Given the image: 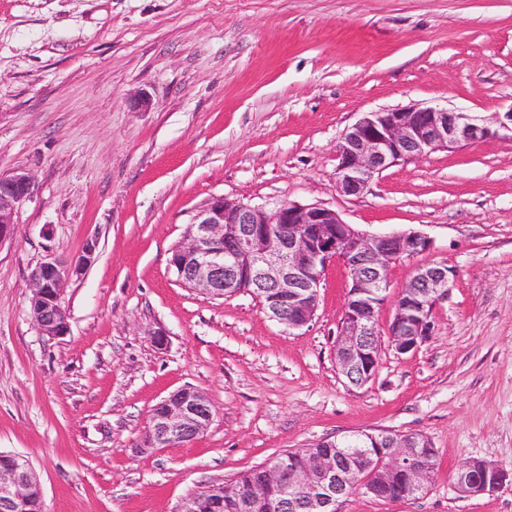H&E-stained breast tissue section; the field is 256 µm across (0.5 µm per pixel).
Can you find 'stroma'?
Returning a JSON list of instances; mask_svg holds the SVG:
<instances>
[{
	"label": "stroma",
	"instance_id": "stroma-1",
	"mask_svg": "<svg viewBox=\"0 0 512 512\" xmlns=\"http://www.w3.org/2000/svg\"><path fill=\"white\" fill-rule=\"evenodd\" d=\"M412 105L512 108V0H0V175L39 186L0 245V451L29 461L45 512H174L286 451L382 431L433 444L431 484L340 512H512L510 484L454 488L472 458L512 470V140L398 163L357 197L335 189L346 130ZM215 196L423 234L429 251L391 264L377 323L417 265L444 264L455 283L432 336L403 355L382 343L355 386L336 367L342 264L295 331L249 293L185 286L169 258ZM90 239L95 262L63 291L69 330L42 336L29 274ZM184 387L208 397V429L138 451ZM213 486L199 487L183 497L174 512H201L206 509H215L214 499L211 498Z\"/></svg>",
	"mask_w": 512,
	"mask_h": 512
}]
</instances>
